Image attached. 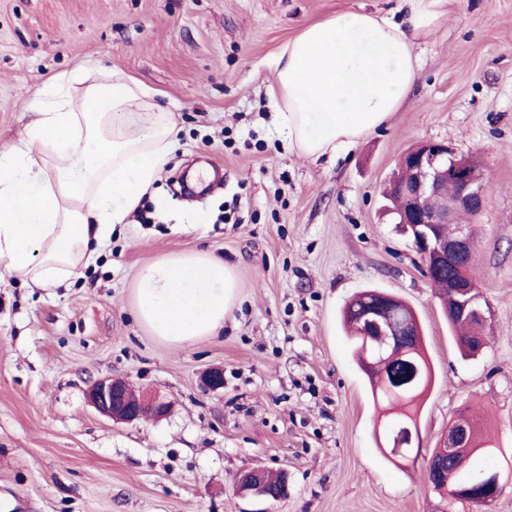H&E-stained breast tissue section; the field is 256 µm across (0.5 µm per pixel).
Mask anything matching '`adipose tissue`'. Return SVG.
<instances>
[{"label":"adipose tissue","mask_w":512,"mask_h":512,"mask_svg":"<svg viewBox=\"0 0 512 512\" xmlns=\"http://www.w3.org/2000/svg\"><path fill=\"white\" fill-rule=\"evenodd\" d=\"M404 22L357 9L303 27L270 64L279 135L298 154L334 160L387 123L417 76V39L451 0H402ZM156 90L86 62L35 97L23 136L0 151V279L58 288L126 223L178 143ZM239 301L235 268L208 249L142 264L131 289L138 322L177 348L216 334Z\"/></svg>","instance_id":"ef3b65f1"}]
</instances>
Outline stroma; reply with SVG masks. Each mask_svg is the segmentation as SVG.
I'll list each match as a JSON object with an SVG mask.
<instances>
[{
  "instance_id": "stroma-1",
  "label": "stroma",
  "mask_w": 512,
  "mask_h": 512,
  "mask_svg": "<svg viewBox=\"0 0 512 512\" xmlns=\"http://www.w3.org/2000/svg\"><path fill=\"white\" fill-rule=\"evenodd\" d=\"M400 0H0V150L18 141L36 92L88 58L161 93L179 143L141 218L116 225L69 287L0 280V512H476L427 486L423 464L379 449L366 376L341 324L365 288L415 311L434 382L424 451L459 410H488L493 454L512 472V0H453L418 40L416 83L387 125L335 161L278 138L269 61L303 26L350 8L401 19ZM451 142L477 157L488 204L468 217L487 346L461 359L434 288L382 191L401 154ZM208 187L181 195L192 166ZM209 248L234 265L240 301L192 349L139 325L129 288L158 256ZM224 371V387L203 375ZM123 377L172 404L117 423L87 402ZM287 471L290 495H238L240 471Z\"/></svg>"
}]
</instances>
